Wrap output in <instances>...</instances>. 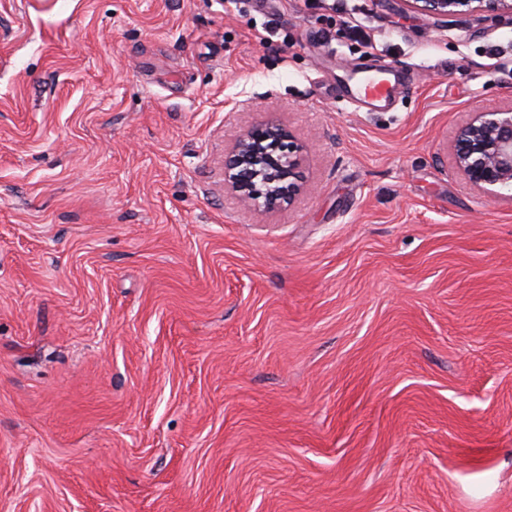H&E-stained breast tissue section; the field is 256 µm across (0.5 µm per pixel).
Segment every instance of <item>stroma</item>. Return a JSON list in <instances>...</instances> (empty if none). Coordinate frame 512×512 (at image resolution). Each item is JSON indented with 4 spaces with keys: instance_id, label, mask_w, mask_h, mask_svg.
Segmentation results:
<instances>
[{
    "instance_id": "obj_1",
    "label": "stroma",
    "mask_w": 512,
    "mask_h": 512,
    "mask_svg": "<svg viewBox=\"0 0 512 512\" xmlns=\"http://www.w3.org/2000/svg\"><path fill=\"white\" fill-rule=\"evenodd\" d=\"M510 105L505 7L0 0V512H512V191L451 154ZM267 117L306 185L262 214ZM347 97L367 112L388 110L402 85V73L386 67L370 74L367 70L349 72L344 76ZM304 146L270 120L251 126L224 161V185L261 212L290 205L303 190Z\"/></svg>"
}]
</instances>
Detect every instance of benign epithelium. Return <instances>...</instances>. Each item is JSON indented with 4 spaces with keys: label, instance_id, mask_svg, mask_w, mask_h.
<instances>
[{
    "label": "benign epithelium",
    "instance_id": "obj_1",
    "mask_svg": "<svg viewBox=\"0 0 512 512\" xmlns=\"http://www.w3.org/2000/svg\"><path fill=\"white\" fill-rule=\"evenodd\" d=\"M505 0H412L417 9L463 15L473 4L496 12ZM304 146L288 130L261 120L235 143L224 161V185L242 202L261 212L290 204L303 190L300 174ZM453 158L471 186H512V107L477 112L457 133Z\"/></svg>",
    "mask_w": 512,
    "mask_h": 512
}]
</instances>
